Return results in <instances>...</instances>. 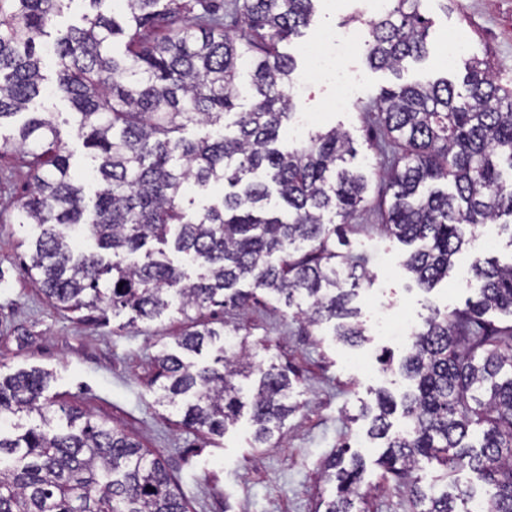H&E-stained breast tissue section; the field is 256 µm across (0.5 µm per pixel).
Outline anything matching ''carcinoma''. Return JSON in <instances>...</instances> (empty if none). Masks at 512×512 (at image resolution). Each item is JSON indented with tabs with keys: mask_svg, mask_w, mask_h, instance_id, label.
<instances>
[{
	"mask_svg": "<svg viewBox=\"0 0 512 512\" xmlns=\"http://www.w3.org/2000/svg\"><path fill=\"white\" fill-rule=\"evenodd\" d=\"M73 0H0V150L28 157L34 190L17 206V223L35 230L27 270L45 295L68 310L130 309L153 320L173 303L198 328L178 339L177 352L154 357L158 402L185 425L222 436L249 415L254 439L266 443L296 406L292 381L255 363L245 342L224 345L239 327L201 317L213 307L245 312L257 292L300 309L308 326L334 323L340 342L367 340L352 302L366 270L336 250L335 219L347 225L368 202L370 175L351 166L355 149L336 128L291 149L278 147L295 115L289 90L297 64L279 50L302 35L317 0H234L235 32L208 0H124V18L86 0L85 25L49 46L57 79L45 89L43 43L54 17ZM370 22L364 55L373 69L399 71L426 53L422 0H390ZM125 50L114 52L116 42ZM463 90L446 80L397 84L375 103L388 136L406 147L387 169L386 232L413 247L404 267L424 292L448 277L453 258L478 226L512 218V91L495 84L487 61L466 67ZM50 94L74 110L90 149L89 198L74 175L53 113L32 109ZM251 100L238 112L239 101ZM190 125L209 133L198 140ZM223 182L232 191L188 215L185 185ZM283 203L269 207L272 197ZM90 234L94 249L77 241ZM168 246L195 268L171 262ZM473 296L461 309L429 313L414 332L398 370L413 387L400 399L383 389L365 408L369 434L383 441L377 464L424 512H512V263L474 259ZM218 346L211 364L195 357ZM255 379L244 391L239 379ZM51 371L32 367L0 376V512H186L163 462L124 430L74 409L46 392ZM401 412L404 426L390 417ZM35 414L39 423L6 432V417ZM479 428V447L465 442ZM347 449L323 465L336 484L324 512H355L361 460ZM436 463L443 477L469 468L490 487L480 510L471 493L435 496L415 473ZM154 491L147 490V487Z\"/></svg>",
	"mask_w": 512,
	"mask_h": 512,
	"instance_id": "obj_1",
	"label": "carcinoma"
}]
</instances>
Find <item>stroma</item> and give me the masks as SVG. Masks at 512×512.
Segmentation results:
<instances>
[{"instance_id":"1","label":"stroma","mask_w":512,"mask_h":512,"mask_svg":"<svg viewBox=\"0 0 512 512\" xmlns=\"http://www.w3.org/2000/svg\"><path fill=\"white\" fill-rule=\"evenodd\" d=\"M358 9L357 0H342L337 7L317 0L309 27L282 44V51L307 71L303 46L324 31L350 25ZM422 11L429 20L425 58L405 61L397 74L371 69L361 53L347 60L356 77L352 110L334 109L337 87L324 78L308 83L295 98L297 112L311 117L309 131H346L358 158L374 171L370 202L356 213L350 236V248L368 273L355 301L368 340L357 348L343 345L331 325L307 328L281 302L263 299L243 314L225 310L228 324L241 325L240 337L254 360L296 373L288 396L295 410L270 444L255 442L247 421L219 437L185 427L180 415L158 404L152 360L159 352L175 351L177 339L189 329L177 310L154 320L127 313L101 317L63 309L46 298L23 268L21 242L32 230L15 224V205L32 192L33 180L25 159L14 153H0V374L31 367L53 371L48 395L56 406L79 408L128 432L164 463L187 512H319L333 490L321 464L344 442L364 461L365 512H417L405 492L380 480V450L362 415L379 389L397 394L405 386L398 374L378 371L382 349L398 351L402 344L378 330L374 320L384 316L395 327L407 320L420 325L427 303L448 312L463 306L471 294L468 269L475 258L512 261V235L499 225H485L456 256L448 280L426 294L403 267L405 246L383 231L387 185L380 149L389 138L372 111L381 91L441 77L461 83L475 57L488 60L495 83L512 90V0H424ZM452 38L467 41L468 49L448 64L444 58Z\"/></svg>"}]
</instances>
